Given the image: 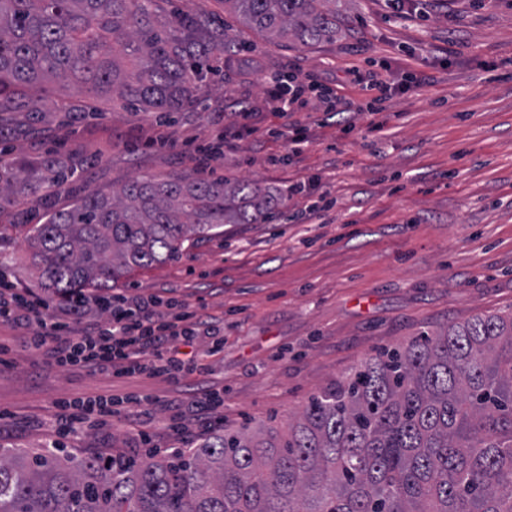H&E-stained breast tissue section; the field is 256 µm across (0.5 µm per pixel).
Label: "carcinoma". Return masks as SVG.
Here are the masks:
<instances>
[{"label":"carcinoma","instance_id":"1","mask_svg":"<svg viewBox=\"0 0 512 512\" xmlns=\"http://www.w3.org/2000/svg\"><path fill=\"white\" fill-rule=\"evenodd\" d=\"M171 0H0V112L20 89L73 83L144 111L184 112L232 42ZM243 25L302 45L336 37V0H224ZM53 156L0 166V211L21 223L32 287L58 301L109 291L185 245L283 204L255 181L141 176L47 207L74 177ZM0 512H512V315L423 333L312 395L281 432L218 431L194 448L76 465L0 452Z\"/></svg>","mask_w":512,"mask_h":512}]
</instances>
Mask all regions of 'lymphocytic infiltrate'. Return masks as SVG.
<instances>
[{
	"label": "lymphocytic infiltrate",
	"mask_w": 512,
	"mask_h": 512,
	"mask_svg": "<svg viewBox=\"0 0 512 512\" xmlns=\"http://www.w3.org/2000/svg\"><path fill=\"white\" fill-rule=\"evenodd\" d=\"M97 306L106 313L100 321L87 320L88 302L83 298L58 313L32 291L0 279V323L35 324L30 346L45 352L56 365L109 370L117 375L133 369L170 376L197 371L198 360L186 348L198 334L184 326L183 315L161 313L155 311L152 300L123 295L99 299ZM94 411L111 414V399L60 402L58 435L65 438L79 433Z\"/></svg>",
	"instance_id": "f902f5d3"
}]
</instances>
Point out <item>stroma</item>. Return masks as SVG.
<instances>
[{"mask_svg":"<svg viewBox=\"0 0 512 512\" xmlns=\"http://www.w3.org/2000/svg\"><path fill=\"white\" fill-rule=\"evenodd\" d=\"M207 13L237 43L188 112H141L56 86L36 110L0 114L6 156H81L96 164L75 190L108 193L141 175L251 180L286 203L272 218L228 224L176 261L134 272L113 291L205 310L194 374L173 380L59 367L30 348L29 328L0 326V448L63 444L141 457L191 448L213 431L190 408L195 391H224V427L287 425L309 397L365 358L421 332L512 313V0H421L402 18L384 0H338L335 39L268 43L222 0H173ZM317 78L348 112L309 98L296 120L310 139L286 154V118L269 112L270 77ZM432 75L366 111L367 84ZM251 109L250 127L236 113ZM225 126L224 158L203 167L198 146ZM316 223L294 222L313 202ZM110 397L118 413L78 436L51 424L62 399Z\"/></svg>","mask_w":512,"mask_h":512,"instance_id":"stroma-1","label":"stroma"}]
</instances>
